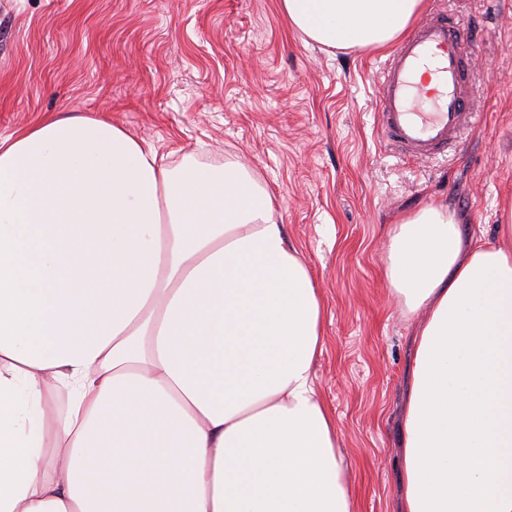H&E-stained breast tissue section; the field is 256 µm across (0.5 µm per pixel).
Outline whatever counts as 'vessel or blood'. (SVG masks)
I'll use <instances>...</instances> for the list:
<instances>
[{
  "label": "vessel or blood",
  "instance_id": "obj_1",
  "mask_svg": "<svg viewBox=\"0 0 512 512\" xmlns=\"http://www.w3.org/2000/svg\"><path fill=\"white\" fill-rule=\"evenodd\" d=\"M455 20L439 14L422 18L393 50L381 79L379 119L387 138L401 152L427 157L456 141L467 122V63ZM433 65L436 86L415 81Z\"/></svg>",
  "mask_w": 512,
  "mask_h": 512
}]
</instances>
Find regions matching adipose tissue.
<instances>
[{
    "label": "adipose tissue",
    "mask_w": 512,
    "mask_h": 512,
    "mask_svg": "<svg viewBox=\"0 0 512 512\" xmlns=\"http://www.w3.org/2000/svg\"><path fill=\"white\" fill-rule=\"evenodd\" d=\"M331 48L399 40L424 0H280ZM396 224L384 277L425 312L402 512H512V213ZM323 299L239 161L162 164L70 115L0 136V512H353L312 367Z\"/></svg>",
    "instance_id": "obj_1"
}]
</instances>
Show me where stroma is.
<instances>
[{
    "mask_svg": "<svg viewBox=\"0 0 512 512\" xmlns=\"http://www.w3.org/2000/svg\"><path fill=\"white\" fill-rule=\"evenodd\" d=\"M471 59L459 147L401 155L379 125L388 51L329 49L280 0H0V136L105 114L171 166L247 164L324 301L314 375L354 512H398L415 319L384 279L395 224L437 202L494 244L512 209V0H425Z\"/></svg>",
    "mask_w": 512,
    "mask_h": 512,
    "instance_id": "stroma-1",
    "label": "stroma"
}]
</instances>
